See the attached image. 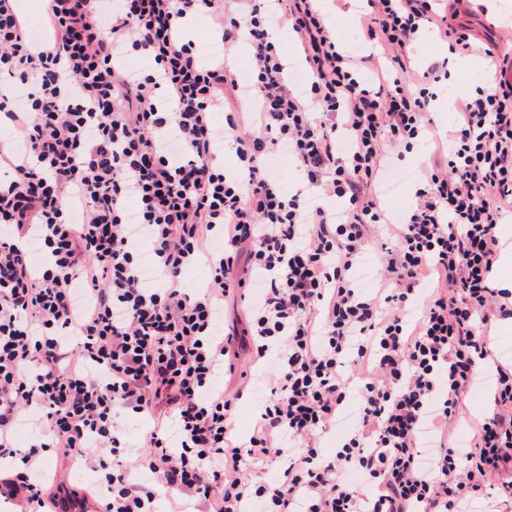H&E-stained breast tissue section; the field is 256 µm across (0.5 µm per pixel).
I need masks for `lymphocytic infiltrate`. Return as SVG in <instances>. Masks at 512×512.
Returning a JSON list of instances; mask_svg holds the SVG:
<instances>
[{
    "label": "lymphocytic infiltrate",
    "instance_id": "1",
    "mask_svg": "<svg viewBox=\"0 0 512 512\" xmlns=\"http://www.w3.org/2000/svg\"><path fill=\"white\" fill-rule=\"evenodd\" d=\"M439 2L368 0L360 34L390 48L380 63L336 38L322 0H45L35 20L0 0L1 500L47 512L54 448L99 474L105 512H156L162 487L186 496L178 512H512V479L489 481L512 462V367L490 342L512 320L493 276L512 222V54L433 137L448 62L410 90L402 55L432 27L472 49ZM205 15L212 54L188 37ZM287 33L303 95L276 47ZM240 43L245 86L224 65ZM132 54L144 67H126ZM418 142L416 202L393 211L381 185ZM283 150L305 188L273 175ZM227 151L229 171L215 164ZM195 266L208 275L185 286ZM254 290L246 332L265 389L240 438L214 382L233 340L224 300ZM485 374L494 389L458 445ZM121 411L154 422L137 449Z\"/></svg>",
    "mask_w": 512,
    "mask_h": 512
}]
</instances>
